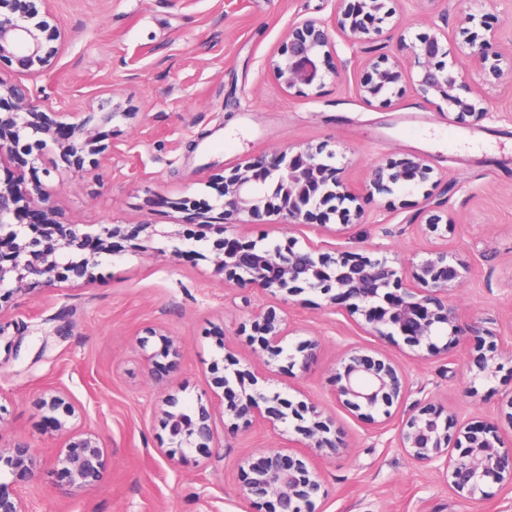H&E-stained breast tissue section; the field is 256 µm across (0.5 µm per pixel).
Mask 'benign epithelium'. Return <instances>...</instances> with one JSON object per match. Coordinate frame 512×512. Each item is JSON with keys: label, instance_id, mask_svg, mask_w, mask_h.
<instances>
[{"label": "benign epithelium", "instance_id": "1", "mask_svg": "<svg viewBox=\"0 0 512 512\" xmlns=\"http://www.w3.org/2000/svg\"><path fill=\"white\" fill-rule=\"evenodd\" d=\"M48 0H0V61L11 67V75H0V103L7 100L11 109L0 115V169L16 166L19 154L30 156L29 164L43 165L46 177L58 171L57 162L45 166V155L33 149L42 144L41 136L50 133L40 124L43 105L32 100L28 88L16 77L28 75L34 65L48 70L53 65L55 50L45 46L43 34L58 25H50ZM395 13L389 0H335L332 21L304 18L293 22L284 40L268 59V67L286 89H317L331 70L325 60L333 52L331 30L340 31L356 45L365 35L378 29L386 16ZM457 34L461 55L446 60L439 31L410 47L414 64L419 68L416 91L424 101L457 111L456 119L481 118L488 112L487 101L479 91L470 97L457 90L477 79L487 83L512 76V60L502 67V56L492 51L498 32L488 28L473 14L458 17ZM408 73L398 58L382 56L366 61L356 81V92L365 102L390 103L389 90L402 93L400 84ZM111 100L99 104V111L86 115L61 113L59 126L68 130L64 138H53L54 152L72 159L68 169H83L86 146L98 140L97 123H110L118 113L109 108ZM433 169L420 156L372 168L366 185L367 194L387 193L398 182L414 188L431 178ZM63 182L48 185L26 178L17 166L13 180L0 186V243L9 241L11 249H0V303L27 290L30 277L44 278L53 286L63 282H93L99 266L98 255L112 251V238L122 227L101 224L95 234L67 225L46 246L41 234L18 216L23 211L39 214L50 223L53 198ZM356 201L355 194L335 170L310 148L276 150L260 154L232 169L224 178V201L213 222L222 224L232 218L237 224H250L265 212H274L290 226L307 225L319 230L328 226V215L320 207L333 199ZM427 215L419 228L425 234L443 237L455 228V219L439 206H426ZM91 237L99 249L85 254L79 242ZM214 272L224 275L241 288H258L279 294L286 305L292 297L306 291L328 297L330 304H342L345 313L365 331L383 339L400 337L411 348L426 349L429 355H446L457 348L466 329L457 311L448 306V293L460 287L467 267L443 248H432L425 256L399 266L386 256L362 253L324 252L310 244L298 245L294 238L275 245L253 241L238 244L233 252L216 245L210 258ZM253 334L250 341L257 355L288 353V368L307 372L320 343L316 339L300 342L295 350L285 351L286 337L298 332L288 321V310L257 306L250 311ZM161 346L144 353L147 363L158 356L177 353L173 341L157 332ZM224 355L226 370L233 378H221L217 385L234 391L224 408V415L242 421L247 430L256 423L271 431L284 433L282 427L295 421L293 430L301 435L302 449L341 453L346 445L330 437L332 418L313 402L295 403L280 400V394L258 385L257 376L241 368L240 361L227 352L228 344L217 342ZM504 350L490 339L484 351L474 359L478 373L488 378L501 368ZM336 388L333 396L338 404L358 417L380 425L376 417H391L390 408L406 396L409 378L392 358L371 355L357 348L345 351L336 365ZM41 408L53 414V421L63 434L51 473L68 483L73 491L96 489L103 478L108 449L99 445L97 433L87 421L90 415L77 408L65 395L50 389L40 401ZM164 411L169 447L162 450L169 460L185 455V448H206L214 441V410L209 403L197 402L191 413L182 411L178 399H167ZM398 447L411 460L429 467L458 497L475 502L491 496V489L512 486V439L504 438L491 422L481 425L458 423L438 407H423L411 414L395 436ZM248 467L239 496L246 502L264 500L273 503L276 512H315V498L322 488L324 474L314 467L306 453L290 448H267ZM38 459L35 449L19 440L8 448H0V512H35L33 504L17 489V485L35 477Z\"/></svg>", "mask_w": 512, "mask_h": 512}]
</instances>
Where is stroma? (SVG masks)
<instances>
[{"mask_svg":"<svg viewBox=\"0 0 512 512\" xmlns=\"http://www.w3.org/2000/svg\"><path fill=\"white\" fill-rule=\"evenodd\" d=\"M333 0H52L61 23L52 45V70L24 77L34 97L45 100L48 122L61 112H86L111 99L119 113L98 130L109 159L84 165L54 199L56 221L89 232L102 224L125 231L143 224L187 235L221 239L222 227L190 221L176 203L190 197L214 202L233 166L274 149L324 146L354 191H362L371 168L412 155L428 159L431 180L409 192L377 194L363 222L328 232L294 230L276 216H263L239 241L268 243L294 235L327 248L380 249L399 262L423 254L435 239L423 237L413 220L426 203H442L458 223L447 247L470 266L465 283L450 296L463 319L482 330L467 336L448 357L416 360L403 344L371 336L331 312L327 297L305 292L289 316L319 336L312 370L295 377L284 356L252 359L246 326L253 306H279L278 297L239 288L214 275L210 262L172 255L158 237L151 249L113 238L101 278L91 285L61 283L14 295L0 309V444L28 441L51 460L61 439L36 406L41 393L66 390L91 414L110 458L100 486L69 494L36 477L23 488L37 494L38 512H254L238 495V462L282 446L280 435L256 424L234 432L216 413L208 448L187 450L170 463L160 408L165 393L186 404L224 405L215 382L225 374L214 347L224 333L252 371L270 377V390L292 401L306 396L336 418V434L349 450L320 458L328 473L316 512H512V489L477 503L454 495L438 475L412 462L394 436L402 414L377 429L337 406L336 360L345 344L392 354L406 369L411 388L406 406L431 403L464 421H490L512 436V362L492 379L464 392L467 363L494 334L512 348V85H483L490 111L482 119L455 122L451 110L428 105L406 84L391 104L367 103L355 92V73L340 62L359 63L365 53L402 58L417 68L410 48L443 10L442 0H396V13L372 40L350 46L334 35L337 75L321 88L285 89L266 65L289 24L308 17L331 19ZM497 30L498 50L512 55V0H458ZM153 328L180 344L178 355L144 362L139 341Z\"/></svg>","mask_w":512,"mask_h":512,"instance_id":"stroma-1","label":"stroma"}]
</instances>
